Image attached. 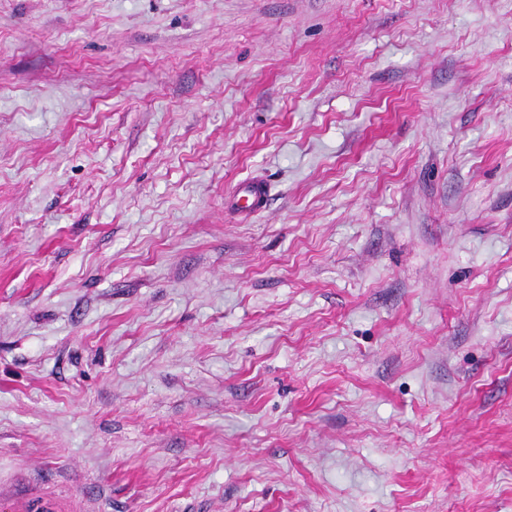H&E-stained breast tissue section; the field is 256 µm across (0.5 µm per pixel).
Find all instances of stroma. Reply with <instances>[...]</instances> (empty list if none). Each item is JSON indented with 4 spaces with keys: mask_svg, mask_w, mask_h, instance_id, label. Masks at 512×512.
<instances>
[{
    "mask_svg": "<svg viewBox=\"0 0 512 512\" xmlns=\"http://www.w3.org/2000/svg\"><path fill=\"white\" fill-rule=\"evenodd\" d=\"M0 512H512V0H0ZM268 190L261 181H251L245 184L237 194L226 200V209L234 211L259 212L267 203Z\"/></svg>",
    "mask_w": 512,
    "mask_h": 512,
    "instance_id": "35a3bbf8",
    "label": "stroma"
}]
</instances>
